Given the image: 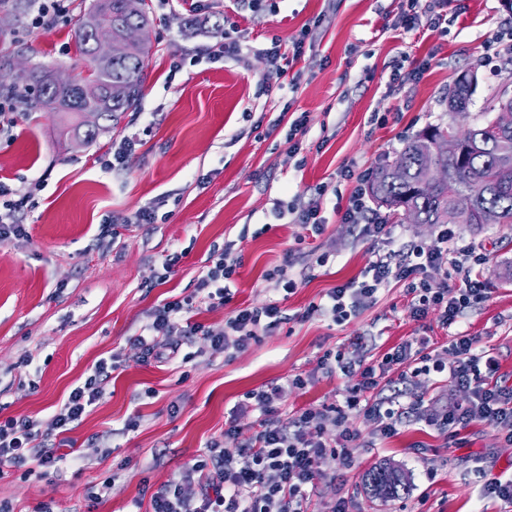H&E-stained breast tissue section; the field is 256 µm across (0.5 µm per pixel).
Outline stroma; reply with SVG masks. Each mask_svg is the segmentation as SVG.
Segmentation results:
<instances>
[{
  "mask_svg": "<svg viewBox=\"0 0 512 512\" xmlns=\"http://www.w3.org/2000/svg\"><path fill=\"white\" fill-rule=\"evenodd\" d=\"M92 0H76L70 21L50 32L27 24L0 27V54L16 70L39 63L74 78L86 63L74 31ZM153 22L143 94L116 128L79 145L51 112H17L11 137L0 139V180L18 193L42 189L20 210L24 236L0 243V422L27 416L48 420L96 361L120 353L103 384L105 397L80 424L49 443H64L57 472L35 465L0 473V505L10 512H150V497L206 442L233 449L258 430L254 414L239 411L247 392L308 377L278 408L292 426L307 408L344 403L350 378L324 373L318 360L363 340L375 364L391 347L422 336L434 349L449 341L437 313L416 321L404 283L393 281L375 301L336 323L314 312L326 292L363 276L379 251L342 223L355 181L342 174L356 161L377 169L431 125L473 126L490 120L489 102L512 77V52L497 37L512 26L501 0H448L447 33L399 26V0H276L275 10L251 11L245 0H199L196 8L147 0ZM303 41L304 53L271 74L262 55L273 41ZM240 44L237 57L212 59L217 42ZM181 61L172 71V61ZM419 70L418 79L395 73ZM474 73L478 86L467 111L448 109L456 77ZM309 123L291 151L295 114ZM138 135L127 169H104L115 139ZM327 186L324 232L274 216L278 204H303ZM155 211L151 224L131 218ZM456 246L483 243L482 270L490 290L466 310L458 330L475 336L512 382V226L482 232L456 225ZM234 242L241 259L228 281L227 304L198 319L223 325L237 308L280 302L287 319L241 351L207 353V341L184 342L181 359L143 360L131 339L153 307L192 291L213 250ZM181 252L172 272L162 264ZM293 252L291 275L301 285L281 297L264 278ZM326 253V265L316 255ZM31 365H24V358ZM448 379L419 377L405 399L443 410L467 402ZM135 430H126L130 419ZM236 434H229V426ZM351 469L326 457L310 492L309 512H329L346 498L350 512H512V503L480 496L490 478H512V446L476 423L457 437L407 420L376 447L354 449ZM393 462L410 477L407 493L371 499L362 483L374 464Z\"/></svg>",
  "mask_w": 512,
  "mask_h": 512,
  "instance_id": "stroma-1",
  "label": "stroma"
}]
</instances>
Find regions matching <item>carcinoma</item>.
I'll use <instances>...</instances> for the list:
<instances>
[{"label": "carcinoma", "instance_id": "obj_1", "mask_svg": "<svg viewBox=\"0 0 512 512\" xmlns=\"http://www.w3.org/2000/svg\"><path fill=\"white\" fill-rule=\"evenodd\" d=\"M112 28V55L97 66L92 74V88L83 84L58 85L52 73L41 66L0 82V97L11 100L25 112H54L72 116L67 134L91 143L118 124L121 114L135 106L143 90V71L150 47L147 43H129L123 33L130 27L151 25L146 9L133 13L127 0H94L88 18L75 31L80 52L91 57L94 51L93 28ZM473 91L458 82L453 85L448 104L464 112ZM98 114V124L85 126L82 111ZM443 128L432 126L408 142L399 156L374 173L372 195L378 206L388 210L394 219L409 210L417 224H466L478 226L476 213L482 209L495 211L502 224H512V125L504 127L488 121L472 127V145L464 159L450 158L435 147ZM439 170L444 178L432 181L427 172ZM456 192H470L474 211L465 214L453 206ZM371 498L387 501L408 490V474L391 463H381L362 477Z\"/></svg>", "mask_w": 512, "mask_h": 512}]
</instances>
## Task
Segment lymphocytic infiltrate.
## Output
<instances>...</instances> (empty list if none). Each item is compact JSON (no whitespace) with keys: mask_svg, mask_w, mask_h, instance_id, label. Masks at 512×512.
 I'll use <instances>...</instances> for the list:
<instances>
[{"mask_svg":"<svg viewBox=\"0 0 512 512\" xmlns=\"http://www.w3.org/2000/svg\"><path fill=\"white\" fill-rule=\"evenodd\" d=\"M341 220L354 226L362 238L383 244L385 252L371 262L363 279L327 292L320 310L333 321L347 320L372 303L379 289L393 279L406 282L411 297L409 313L414 320H423L435 311L446 327L457 324L472 303L485 298L489 286L473 272L484 267L489 256L472 244L454 247L451 227H442L430 242L402 243L395 238L393 225L367 204L361 188L356 189ZM239 264L232 244H225L199 277L193 293L157 305L141 334L133 339L144 357L169 363L178 355L181 340L196 336L205 337L215 353L242 350L261 333L283 323L286 315L276 302L236 309L220 328L195 319V312L202 307L229 301L225 282ZM447 268L454 273L453 281L431 279V270ZM448 349V355H432L424 346L406 341L370 365L349 352L325 354L318 361L319 369L341 371L354 376L356 382L344 406L306 409L289 428L277 420L276 404L286 388H305L304 377L295 376L284 387L249 392L252 408L258 413L255 438L232 450L226 449L223 441L208 442L203 455L152 494V512H305L308 489L325 455H335L340 468L353 465L351 449L361 437L359 431L347 426L353 410L362 411L372 423L371 437L375 440L393 436L403 420L422 417L442 433L452 435L483 422L512 446V385L496 380L498 365L494 359L484 358L475 337L463 331L455 333ZM396 367L401 370L399 380L403 383L422 375L448 377L455 387L468 391L469 400L453 410L428 414L420 404L404 401L402 390L383 396L385 378ZM112 369L104 359L93 364L84 382L70 392L48 425L28 417L1 422L0 467L28 459L38 467L57 469L62 454L42 447V440L51 432L63 433L79 425L86 409L103 397L102 383ZM331 426L339 430L337 439L326 435Z\"/></svg>","mask_w":512,"mask_h":512,"instance_id":"obj_1","label":"lymphocytic infiltrate"}]
</instances>
